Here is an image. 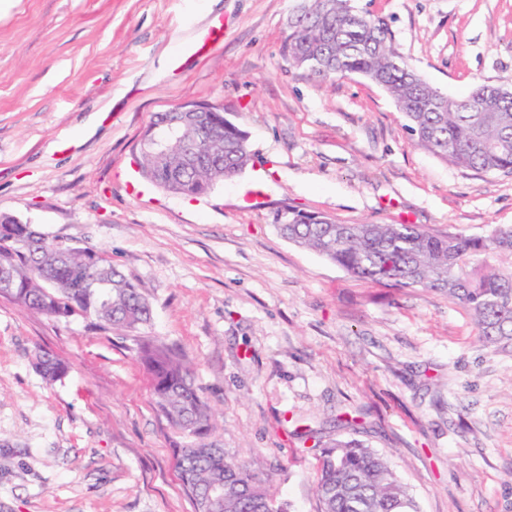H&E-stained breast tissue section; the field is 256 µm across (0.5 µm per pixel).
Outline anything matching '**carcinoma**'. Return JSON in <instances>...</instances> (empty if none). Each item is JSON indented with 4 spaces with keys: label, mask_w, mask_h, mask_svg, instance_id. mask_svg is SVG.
I'll use <instances>...</instances> for the list:
<instances>
[{
    "label": "carcinoma",
    "mask_w": 512,
    "mask_h": 512,
    "mask_svg": "<svg viewBox=\"0 0 512 512\" xmlns=\"http://www.w3.org/2000/svg\"><path fill=\"white\" fill-rule=\"evenodd\" d=\"M282 54L289 66L323 78L360 76L381 87L407 121L416 144L451 165L512 173V96L494 98L478 84L463 98L430 85L400 55L385 19L356 0H301L288 20ZM224 128V143L206 147L204 160L186 167L177 143L160 155L141 151L144 177L184 197L206 196L227 171L251 160L248 135L222 112H205ZM185 142L203 140L197 117L185 121ZM280 234L351 274L401 288L439 292L470 312L486 347H512V226L487 235L436 233L417 224H337L320 213L283 205L274 215ZM8 297L56 320L83 317L104 330L130 331L148 323L151 307L139 288L103 252L49 239L33 225L0 221V275ZM93 277L103 288L85 289ZM139 356L151 376L154 400L171 426L197 437L196 448L175 449L180 480L195 512H286L251 464L212 448L213 413L185 360L165 342L145 338ZM36 372L48 383L66 365L39 350ZM316 492L323 512H418L389 461L354 440L336 438L319 456Z\"/></svg>",
    "instance_id": "1"
}]
</instances>
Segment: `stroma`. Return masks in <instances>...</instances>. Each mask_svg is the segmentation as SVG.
Segmentation results:
<instances>
[{"mask_svg": "<svg viewBox=\"0 0 512 512\" xmlns=\"http://www.w3.org/2000/svg\"><path fill=\"white\" fill-rule=\"evenodd\" d=\"M358 4L448 96L512 87V0ZM297 5L0 0V212L105 251L152 309L140 330L103 331L0 296V512H194L142 336L190 363L214 440L288 512H321L317 446L336 438L386 457L419 512H512V349L482 346L447 296L354 277L273 223L287 204L483 235L512 225V174L417 146L362 78L290 67ZM187 102L223 110L253 157L198 200L134 164L152 117ZM39 350L67 364L61 381L34 370Z\"/></svg>", "mask_w": 512, "mask_h": 512, "instance_id": "35a3bbf8", "label": "stroma"}]
</instances>
